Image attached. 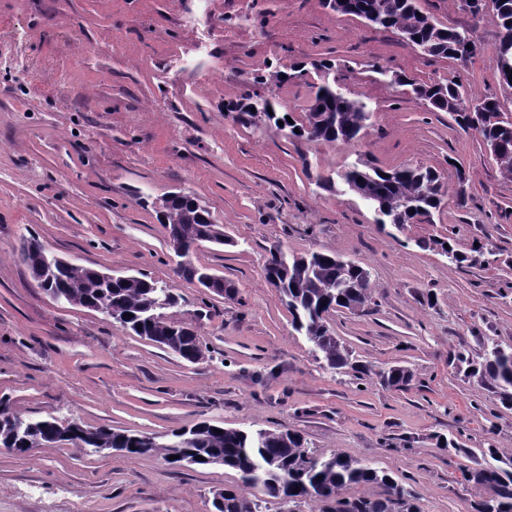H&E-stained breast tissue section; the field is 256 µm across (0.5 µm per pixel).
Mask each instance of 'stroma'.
I'll list each match as a JSON object with an SVG mask.
<instances>
[{"label": "stroma", "instance_id": "obj_1", "mask_svg": "<svg viewBox=\"0 0 512 512\" xmlns=\"http://www.w3.org/2000/svg\"><path fill=\"white\" fill-rule=\"evenodd\" d=\"M422 6L444 25L475 28L481 50L427 57L324 0H0V397L11 409L159 443L201 419L290 428L318 454L388 472L418 512H473L479 493L461 470L493 465L490 449L512 453V409L454 356L512 346V179L476 133L372 67L420 83L458 77L501 98L512 89L491 17L474 19L461 0ZM313 59L343 64V88L371 109L361 141L292 139L266 117L232 112L256 71ZM322 80L311 69L271 94L301 122ZM355 163L431 167L446 196L430 221L377 224L337 180ZM176 191L199 199L229 237L200 243L191 259L233 297L173 273L154 204ZM32 240L75 264L168 283L178 298L169 313L196 332L202 359L54 302L21 258ZM443 240L463 253L482 246L485 264L451 263ZM277 247L368 270L371 306L326 323L353 360L407 367L406 388L321 367L264 277ZM239 483L234 470L156 453L0 449V512H214V491Z\"/></svg>", "mask_w": 512, "mask_h": 512}]
</instances>
